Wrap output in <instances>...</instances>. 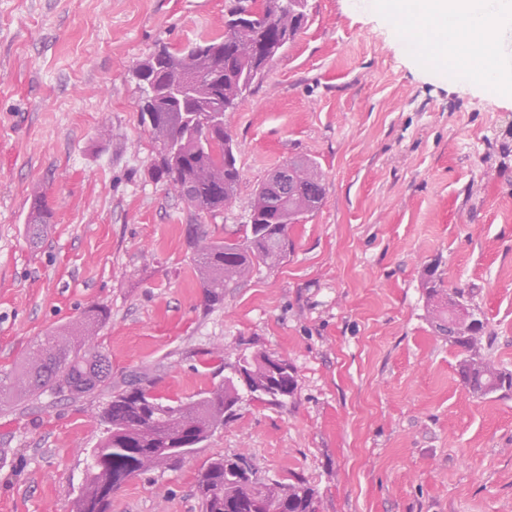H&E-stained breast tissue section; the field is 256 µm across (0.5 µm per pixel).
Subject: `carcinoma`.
<instances>
[{
  "label": "carcinoma",
  "instance_id": "carcinoma-1",
  "mask_svg": "<svg viewBox=\"0 0 512 512\" xmlns=\"http://www.w3.org/2000/svg\"><path fill=\"white\" fill-rule=\"evenodd\" d=\"M257 16L242 27V36L270 55L291 42L306 26L307 0H282L274 21L263 16L267 0H253ZM251 60L240 57L225 35L205 37L184 50L160 45L136 67L149 70L160 94L150 99L156 111L149 132L155 144L152 178L186 189L181 199L198 213L211 216L232 207L240 170L236 144L226 123V112L239 107L262 79V65L244 75ZM190 72L199 75L192 97L173 105L161 91L177 86ZM307 171L303 180L296 177ZM325 188L318 167L308 159H293L258 185L249 223L238 234L214 237L199 224L189 225L188 247L199 275L203 302L214 307L224 302V291L236 287L262 267L273 268L288 257V230L319 208ZM32 234L43 236L54 223L46 198L34 196L28 217ZM455 299L477 313L468 336L448 335V292L437 269L425 270V297L432 307L431 326L448 343L462 349L458 373L468 391L479 398L512 391V371L499 368L483 349L487 323L479 307L462 289ZM109 319V311L93 306L69 326L46 334L36 349L19 361V371L0 379V396L39 398L47 392L81 398L110 387L112 362L89 338ZM265 351L243 353L250 363L240 376L187 401L167 403L155 391L156 381L132 374L98 411L102 437L91 450L84 483L73 502V512H112V496L126 483L147 472L180 468L185 458L173 448H202L224 425L234 420L244 396L269 405H281L295 395L298 379L293 368L276 375L262 363ZM203 512H316L315 491L303 480L285 484L265 481L244 455L206 459L196 481Z\"/></svg>",
  "mask_w": 512,
  "mask_h": 512
}]
</instances>
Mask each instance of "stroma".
I'll use <instances>...</instances> for the list:
<instances>
[{"label":"stroma","mask_w":512,"mask_h":512,"mask_svg":"<svg viewBox=\"0 0 512 512\" xmlns=\"http://www.w3.org/2000/svg\"><path fill=\"white\" fill-rule=\"evenodd\" d=\"M235 3L0 0V378L95 305L111 312L95 340L116 388L144 371L185 401L222 381L214 351L288 360L294 397L243 400L200 454L131 480L112 512H201L202 460L239 453L262 478L307 481L318 512H512V394L463 386L422 290L438 264L512 370V96L435 80L382 17L307 0V25L228 115L233 207L195 213L151 177L132 70L158 45L223 32ZM296 156L323 173L320 209L284 263L205 307L189 225L235 232ZM38 192L55 219L35 240ZM108 398L0 403V512H71Z\"/></svg>","instance_id":"obj_1"}]
</instances>
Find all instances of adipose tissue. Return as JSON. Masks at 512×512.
<instances>
[{
  "label": "adipose tissue",
  "instance_id": "ef3b65f1",
  "mask_svg": "<svg viewBox=\"0 0 512 512\" xmlns=\"http://www.w3.org/2000/svg\"><path fill=\"white\" fill-rule=\"evenodd\" d=\"M381 13L438 77L512 94V0H351Z\"/></svg>",
  "mask_w": 512,
  "mask_h": 512
}]
</instances>
